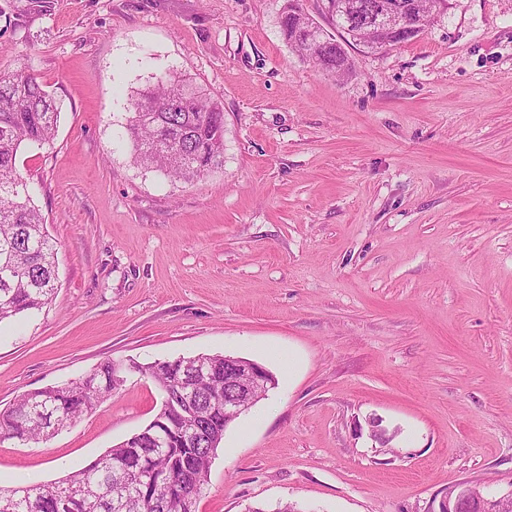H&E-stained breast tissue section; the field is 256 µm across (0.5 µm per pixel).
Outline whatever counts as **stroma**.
Returning a JSON list of instances; mask_svg holds the SVG:
<instances>
[{
    "label": "stroma",
    "mask_w": 512,
    "mask_h": 512,
    "mask_svg": "<svg viewBox=\"0 0 512 512\" xmlns=\"http://www.w3.org/2000/svg\"><path fill=\"white\" fill-rule=\"evenodd\" d=\"M283 6L0 0V68L60 110L17 156L58 283L0 325V410L108 359L231 354L278 384L225 431L197 512L510 491L512 0H449L338 73L289 47ZM165 73L224 108V163L197 181L133 160L130 102ZM160 405L134 376L47 440L0 441V487L78 473Z\"/></svg>",
    "instance_id": "stroma-1"
}]
</instances>
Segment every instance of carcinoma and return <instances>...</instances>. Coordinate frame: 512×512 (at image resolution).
I'll list each match as a JSON object with an SVG mask.
<instances>
[{
	"instance_id": "cac0c4a2",
	"label": "carcinoma",
	"mask_w": 512,
	"mask_h": 512,
	"mask_svg": "<svg viewBox=\"0 0 512 512\" xmlns=\"http://www.w3.org/2000/svg\"><path fill=\"white\" fill-rule=\"evenodd\" d=\"M281 33L305 57L312 44L300 38L283 7ZM332 44L319 66L349 70L346 46ZM127 125L135 162L192 182L224 163V111L185 78L159 80L131 103ZM59 112L35 74L0 69V324L40 310L55 289V247L44 230L27 181L17 172L18 152L53 138ZM151 379L162 395L156 418L166 426V447L148 424L75 475L31 487H0L5 512H196L214 443L224 438V356L180 357L140 364L108 359L84 378L29 392L0 411V437L37 442L49 437L53 418L73 423L112 396L119 371ZM81 493L70 495L71 485ZM196 488L187 502L174 494Z\"/></svg>"
}]
</instances>
